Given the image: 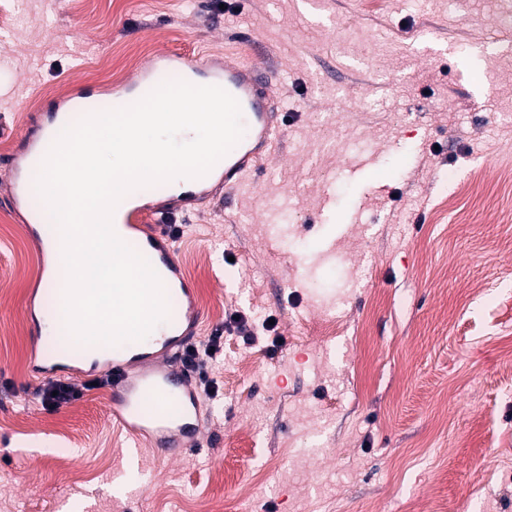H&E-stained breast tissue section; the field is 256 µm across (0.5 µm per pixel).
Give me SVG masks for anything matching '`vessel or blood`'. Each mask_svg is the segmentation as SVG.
I'll list each match as a JSON object with an SVG mask.
<instances>
[{
	"instance_id": "b4317fda",
	"label": "vessel or blood",
	"mask_w": 512,
	"mask_h": 512,
	"mask_svg": "<svg viewBox=\"0 0 512 512\" xmlns=\"http://www.w3.org/2000/svg\"><path fill=\"white\" fill-rule=\"evenodd\" d=\"M176 80H196L224 88L239 102L244 135L240 142L188 193L189 199L208 198L216 190L235 193L247 177L257 171L258 162L270 157L280 128L279 102L273 90L271 71L244 65L232 57L190 59L173 53L150 62L130 83L125 92L113 98V107L132 104L145 87L159 84L162 76ZM9 190L0 198V206L21 212L26 202L23 165L17 158L0 159ZM179 205H161L134 201L117 206L114 223L123 225L127 234L136 235V245L150 256L154 270L162 275H180L175 249L162 225L182 213ZM198 322L194 319L165 318L150 339L137 344L123 342L107 351L103 363L112 374V417L136 439L155 438L167 453L194 447L202 429V396L192 371L182 367L179 358L193 343Z\"/></svg>"
}]
</instances>
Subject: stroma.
Masks as SVG:
<instances>
[{"label":"stroma","instance_id":"35a3bbf8","mask_svg":"<svg viewBox=\"0 0 512 512\" xmlns=\"http://www.w3.org/2000/svg\"><path fill=\"white\" fill-rule=\"evenodd\" d=\"M499 26L482 0H29L0 51V158L62 91L109 100L156 43L275 73L271 161L184 217L175 251L199 339L237 310L282 346L224 335L219 396L175 459L113 426L108 388L47 410L29 357L54 352L26 314L51 309L45 245L0 210V512H512V47L476 48ZM340 99L328 149L308 116ZM272 192L303 217L274 252ZM336 251L327 334L312 286Z\"/></svg>","mask_w":512,"mask_h":512}]
</instances>
